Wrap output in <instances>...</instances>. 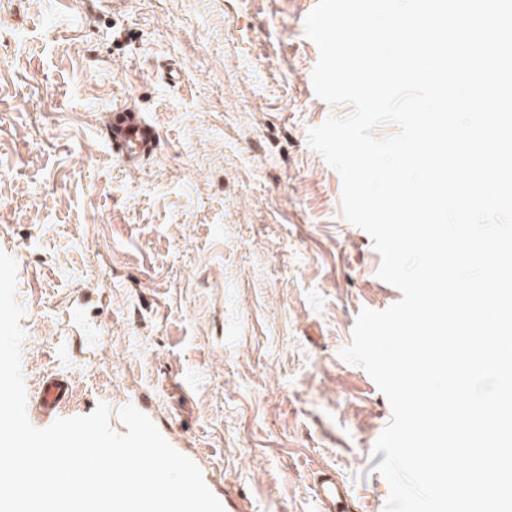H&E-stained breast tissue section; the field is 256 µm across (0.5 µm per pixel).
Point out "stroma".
Here are the masks:
<instances>
[{"mask_svg":"<svg viewBox=\"0 0 512 512\" xmlns=\"http://www.w3.org/2000/svg\"><path fill=\"white\" fill-rule=\"evenodd\" d=\"M11 0L0 12V252L17 264L21 377L67 376L63 417L137 398L254 512H316L332 468L353 512H384L374 444L391 407L343 361L361 309L401 292L342 208L311 129L355 108L313 90L318 0ZM182 71L172 87L162 75ZM140 102L162 145L140 172L95 115ZM101 342L63 348L85 291Z\"/></svg>","mask_w":512,"mask_h":512,"instance_id":"obj_1","label":"stroma"}]
</instances>
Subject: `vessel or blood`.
Wrapping results in <instances>:
<instances>
[{"instance_id": "obj_1", "label": "vessel or blood", "mask_w": 512, "mask_h": 512, "mask_svg": "<svg viewBox=\"0 0 512 512\" xmlns=\"http://www.w3.org/2000/svg\"><path fill=\"white\" fill-rule=\"evenodd\" d=\"M98 128L113 159L130 171L140 169L161 145L156 124L140 103L131 99L112 103ZM70 396L69 381L48 374L41 378L30 406L35 409L39 421L50 422L57 418ZM315 496L319 512H349L351 493L332 471L319 472ZM217 498L224 512H251L252 503L241 490L228 486L218 492Z\"/></svg>"}]
</instances>
